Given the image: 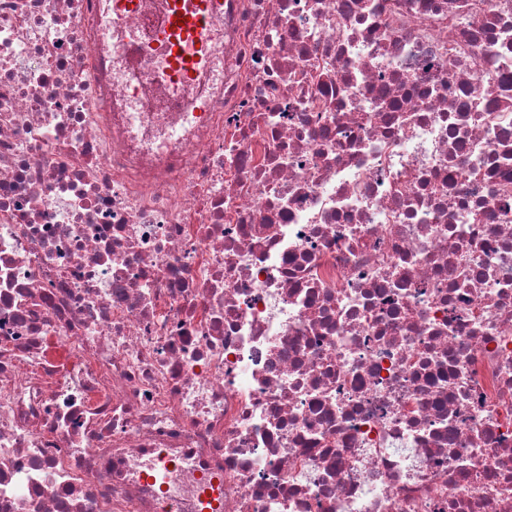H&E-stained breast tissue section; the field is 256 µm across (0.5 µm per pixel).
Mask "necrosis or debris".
<instances>
[{"label": "necrosis or debris", "instance_id": "obj_1", "mask_svg": "<svg viewBox=\"0 0 512 512\" xmlns=\"http://www.w3.org/2000/svg\"><path fill=\"white\" fill-rule=\"evenodd\" d=\"M161 24L0 0V512H512V0ZM164 11L160 39L167 59L165 79L186 84L200 68L202 36L214 17L224 14V0H167Z\"/></svg>", "mask_w": 512, "mask_h": 512}]
</instances>
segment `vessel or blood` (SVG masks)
<instances>
[{"label": "vessel or blood", "mask_w": 512, "mask_h": 512, "mask_svg": "<svg viewBox=\"0 0 512 512\" xmlns=\"http://www.w3.org/2000/svg\"><path fill=\"white\" fill-rule=\"evenodd\" d=\"M160 39L167 59L165 78L172 84L190 81L199 70L201 39L224 0H166Z\"/></svg>", "instance_id": "vessel-or-blood-1"}]
</instances>
